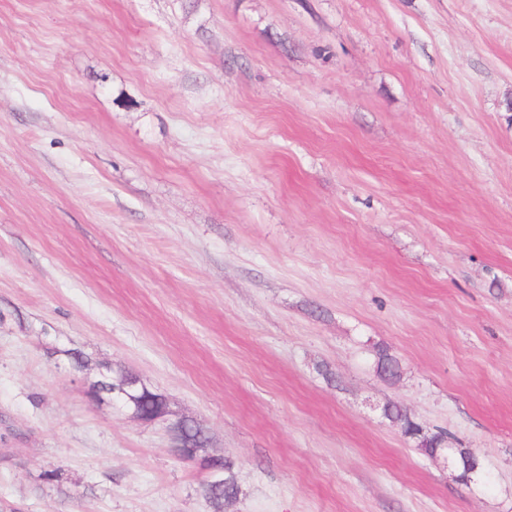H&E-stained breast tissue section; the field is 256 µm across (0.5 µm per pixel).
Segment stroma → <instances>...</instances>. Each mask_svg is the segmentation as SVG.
Instances as JSON below:
<instances>
[{"label":"stroma","instance_id":"stroma-1","mask_svg":"<svg viewBox=\"0 0 512 512\" xmlns=\"http://www.w3.org/2000/svg\"><path fill=\"white\" fill-rule=\"evenodd\" d=\"M103 363L235 512H512V0H0V504L212 512ZM169 413L170 412L167 411L166 413L160 414L152 419H144L134 412L131 413L130 415L132 416L133 419L143 422V423H154L156 421L168 422L167 430L171 436V441H172V444L170 446L171 452L173 454H175V457L181 461L198 462L199 465L201 464L200 465L201 469L203 471H205L207 474V479H206L205 483L209 482L213 478L214 474L210 469L203 466L202 459L200 456L190 455L186 452L183 454H180V448L183 447V445L181 443V441H182L181 438H182V428H183V424L185 421H184L183 417L170 420V419H168V416L170 415ZM403 430V427L400 425ZM422 427L415 422L413 419H409L405 417V429L403 430L406 435H408L412 439L418 440V447L425 452L428 456H433V453L436 449V446L440 442L446 441L448 439V433H436L432 435L423 434L421 436L417 435L421 432ZM240 486L238 484L234 464L225 459L224 461V483L220 486L204 488V495L213 512H232L240 497Z\"/></svg>","mask_w":512,"mask_h":512}]
</instances>
